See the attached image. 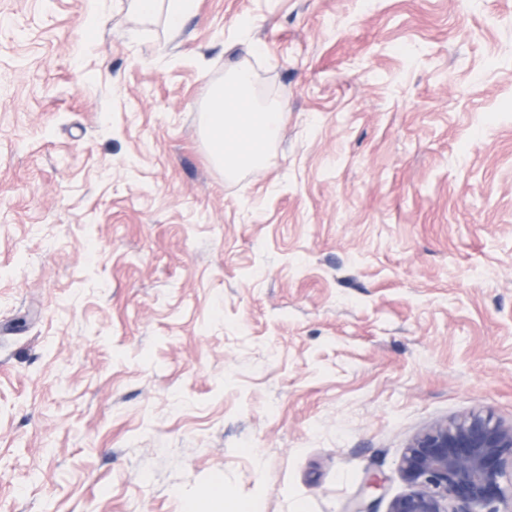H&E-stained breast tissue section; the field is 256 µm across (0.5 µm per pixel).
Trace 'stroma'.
Masks as SVG:
<instances>
[{
	"instance_id": "1",
	"label": "stroma",
	"mask_w": 512,
	"mask_h": 512,
	"mask_svg": "<svg viewBox=\"0 0 512 512\" xmlns=\"http://www.w3.org/2000/svg\"><path fill=\"white\" fill-rule=\"evenodd\" d=\"M233 63L288 112L228 180ZM488 412L512 0H197L176 35L0 0V512H350L372 477L388 512L412 438Z\"/></svg>"
}]
</instances>
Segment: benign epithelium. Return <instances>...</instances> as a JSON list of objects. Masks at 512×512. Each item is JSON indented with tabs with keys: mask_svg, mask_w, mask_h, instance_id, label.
<instances>
[{
	"mask_svg": "<svg viewBox=\"0 0 512 512\" xmlns=\"http://www.w3.org/2000/svg\"><path fill=\"white\" fill-rule=\"evenodd\" d=\"M401 471L410 490L388 512H512V423L471 414L418 434ZM370 479L351 512H375Z\"/></svg>",
	"mask_w": 512,
	"mask_h": 512,
	"instance_id": "benign-epithelium-1",
	"label": "benign epithelium"
}]
</instances>
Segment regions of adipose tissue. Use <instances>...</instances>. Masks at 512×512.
Listing matches in <instances>:
<instances>
[{"label":"adipose tissue","instance_id":"1","mask_svg":"<svg viewBox=\"0 0 512 512\" xmlns=\"http://www.w3.org/2000/svg\"><path fill=\"white\" fill-rule=\"evenodd\" d=\"M209 111L213 157L230 167H258L280 135L286 106L256 98L250 69L237 63L230 65L223 87L211 95Z\"/></svg>","mask_w":512,"mask_h":512}]
</instances>
